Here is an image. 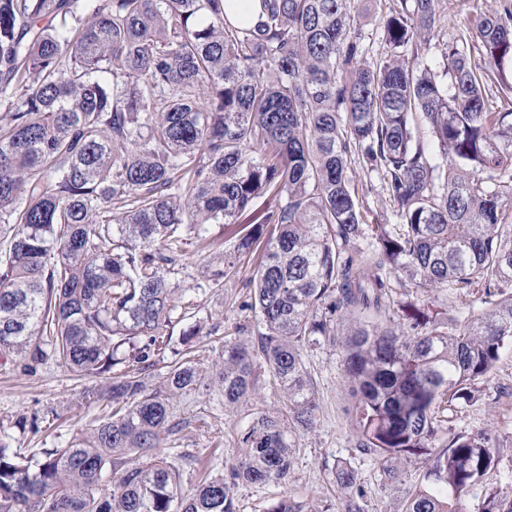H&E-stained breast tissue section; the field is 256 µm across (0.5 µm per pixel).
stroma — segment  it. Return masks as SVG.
Masks as SVG:
<instances>
[{"label":"stroma","mask_w":512,"mask_h":512,"mask_svg":"<svg viewBox=\"0 0 512 512\" xmlns=\"http://www.w3.org/2000/svg\"><path fill=\"white\" fill-rule=\"evenodd\" d=\"M392 4L393 0L361 2L366 14L362 31L367 60L378 61L388 52L378 19ZM492 4L493 0H440L442 23L430 35L418 58L419 64L432 69L437 81L444 83L449 78L447 45L464 34ZM351 168L352 186L366 222L395 223L383 179L367 171L359 160H352ZM262 258L259 251L235 258L223 287L194 296L193 309L169 330L171 351L158 355L155 365L147 372L151 384L160 383L162 376L178 363L173 350L184 343L183 331L196 324L202 325L204 332L187 342L195 361L206 373L221 363L225 342L239 340V324L253 318L252 311L244 306L248 295L245 283L258 269ZM391 283L393 299L407 294L418 305L443 314L467 315L478 298L476 291L468 288H417L402 276L392 277ZM304 361L315 384L316 424L298 438L286 482L244 483L235 488L239 512H266L273 500L286 495L301 503L304 512H339L334 471L340 462L356 469L366 512H403L411 494L425 486L428 462L420 459L408 465L397 484L381 483L378 461L358 456L355 451L356 437L347 420L352 399L344 379L340 351L324 347L307 352ZM256 372L259 376L256 393L249 402L240 405H225L219 392L206 388L173 397L175 415L189 419L190 425L157 449L156 454L179 468L185 486L224 473L226 463L241 451V430L258 413L281 408L283 394L265 365L257 364ZM106 384V377L81 376L52 363L29 373L15 363L0 360V441L25 457L38 456L44 448L67 447L76 435L88 431L110 414L107 401L88 395L89 390L104 388ZM197 415L206 417L207 426L194 423ZM443 415V439L484 432L499 450L492 481L472 486L463 497L465 512H476L491 490L512 496V349H504L490 376L480 383L472 402L449 404Z\"/></svg>","instance_id":"1"}]
</instances>
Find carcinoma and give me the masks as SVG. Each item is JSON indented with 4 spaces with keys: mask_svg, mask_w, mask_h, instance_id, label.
<instances>
[{
    "mask_svg": "<svg viewBox=\"0 0 512 512\" xmlns=\"http://www.w3.org/2000/svg\"><path fill=\"white\" fill-rule=\"evenodd\" d=\"M396 2L380 24L391 52L369 63L351 0H261L253 25L225 0H0V356L29 371L127 367L91 392L112 414L69 447L32 462L0 443V512H238L239 483L288 478L316 422L303 356L336 345L358 454L388 461L391 483L429 463L405 512H463L467 489L492 477L486 434H438L441 405L474 399L512 343V222L500 209L512 111L487 93L491 76L512 91V0L448 45L445 86L408 58L441 23L438 0ZM354 156L382 172L395 227L365 222ZM266 195L275 205L237 246L265 248L250 282L256 338L224 345L210 378L224 405L242 403L258 355L287 405L254 419L227 474L186 490L174 465L133 456L187 425L170 397L202 374L190 360L158 387L142 374L189 309L185 246L211 251L208 225ZM229 268L207 261L190 291L223 287ZM384 269L417 288H477L483 307L393 308ZM335 477L341 512H365L355 470L340 463ZM477 512H512V497L492 491Z\"/></svg>",
    "mask_w": 512,
    "mask_h": 512,
    "instance_id": "cac0c4a2",
    "label": "carcinoma"
}]
</instances>
